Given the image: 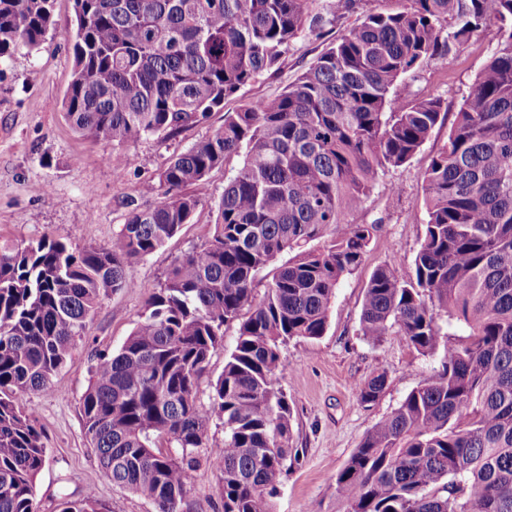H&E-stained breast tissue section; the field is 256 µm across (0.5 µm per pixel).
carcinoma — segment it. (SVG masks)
<instances>
[{
    "label": "carcinoma",
    "instance_id": "carcinoma-1",
    "mask_svg": "<svg viewBox=\"0 0 512 512\" xmlns=\"http://www.w3.org/2000/svg\"><path fill=\"white\" fill-rule=\"evenodd\" d=\"M53 2L0 0V58L56 30ZM326 2L314 12L311 0H74L65 112L81 136L112 144L109 160L124 172L136 165L131 146L208 122L276 71L300 33L321 39L356 7ZM406 2L344 28L277 96L224 114L142 186L155 204L124 202L112 247L74 252L53 234L0 242V512H37L47 457L13 395L52 388L101 296L138 287L134 266L208 203L210 173L242 150L210 240L176 262L118 352L96 356L82 416L101 477L155 512H182L201 448L224 512H273L297 458L281 349L324 335L338 285L380 226L345 217L381 175L410 162L445 111L439 97L398 100L397 83L421 66L443 69L491 25L495 51L423 174L427 220L412 276L399 275L395 255L378 265L360 316L374 344L405 336L424 355L442 345L448 356L365 436L336 493L345 512H512V0ZM234 322L206 408L200 382ZM385 384L371 377L358 399L377 400ZM215 420L219 450L207 447ZM61 512L106 508L89 487Z\"/></svg>",
    "mask_w": 512,
    "mask_h": 512
}]
</instances>
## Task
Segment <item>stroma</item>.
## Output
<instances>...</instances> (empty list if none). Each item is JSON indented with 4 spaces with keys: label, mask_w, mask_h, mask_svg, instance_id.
Masks as SVG:
<instances>
[{
    "label": "stroma",
    "mask_w": 512,
    "mask_h": 512,
    "mask_svg": "<svg viewBox=\"0 0 512 512\" xmlns=\"http://www.w3.org/2000/svg\"><path fill=\"white\" fill-rule=\"evenodd\" d=\"M73 16V0H55V33L34 50L22 49L0 59V241L28 243L51 233L76 251L111 246L125 222L122 199L139 197L145 182L157 179L173 156L222 124L225 113L279 94L325 46L324 41L302 35L281 59L276 74L259 76L226 100L208 123L174 137L139 141L133 147L135 167L120 174L108 159L111 145L78 134L63 107L74 64L67 37ZM496 45L497 29L487 27L449 57L445 76L423 66L397 86L405 99L441 97L449 113L411 161L382 176L365 206L349 215L354 224L377 218L383 224L362 266L340 282L325 334L291 340L282 349L280 382L293 411L288 445L297 449L298 458L281 480L275 512H343L336 496L339 471L383 417L442 370L445 349L424 355L403 336H388L378 344L366 340L360 334L361 307L370 275L391 255L401 256L400 273L410 275L426 222L422 174L447 140L454 112ZM241 162L235 156L214 170L208 206L133 268L138 289L102 296L84 338L56 373L53 391L16 394L17 405L35 416L47 449V463L35 481L38 512H60L64 496H80L91 486L109 512H154L150 501L101 478L85 435L81 399L97 354L119 350L144 315L150 292L164 283L174 261L206 243L214 206ZM381 373L387 377L384 392L374 402L361 403L358 386ZM183 510L224 512L218 475L208 463L194 472Z\"/></svg>",
    "instance_id": "35a3bbf8"
}]
</instances>
